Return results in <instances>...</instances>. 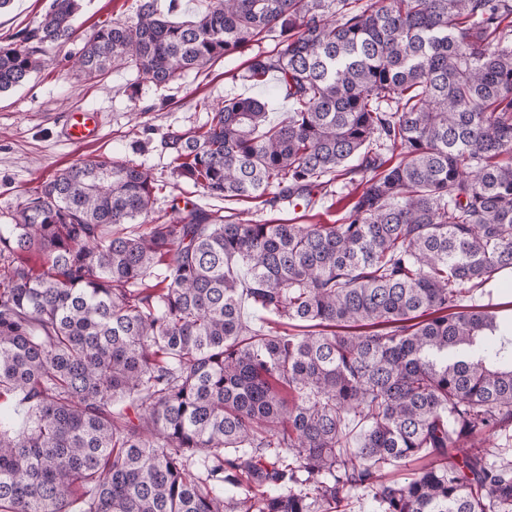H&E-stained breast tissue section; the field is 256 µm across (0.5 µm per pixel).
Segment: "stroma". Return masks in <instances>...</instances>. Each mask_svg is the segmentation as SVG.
I'll use <instances>...</instances> for the list:
<instances>
[{
	"label": "stroma",
	"mask_w": 512,
	"mask_h": 512,
	"mask_svg": "<svg viewBox=\"0 0 512 512\" xmlns=\"http://www.w3.org/2000/svg\"><path fill=\"white\" fill-rule=\"evenodd\" d=\"M74 25L78 40L47 50L48 64L13 90L0 93V225L8 223L10 212L43 182L80 160L102 155L116 156L150 169L164 181L167 190L158 196L154 210L169 211L172 199L198 204L221 214L233 210L248 212L261 222L291 224H332L341 210L335 194L316 200L310 210L227 201L192 184L176 179L169 155L160 146L167 132L203 125L204 103L230 96L265 99L271 122L288 114L289 104L276 93L275 79L256 85L245 80L250 51L208 65L198 74L159 87L129 68L113 70L102 81L85 80L69 68L65 57L77 52L96 26L112 18L127 19L134 13L135 0H82ZM137 86V98H129V86ZM89 111L102 117L101 136L92 144L71 142L60 135L69 113Z\"/></svg>",
	"instance_id": "stroma-1"
}]
</instances>
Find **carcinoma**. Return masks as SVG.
Returning <instances> with one entry per match:
<instances>
[{"label": "carcinoma", "mask_w": 512, "mask_h": 512, "mask_svg": "<svg viewBox=\"0 0 512 512\" xmlns=\"http://www.w3.org/2000/svg\"><path fill=\"white\" fill-rule=\"evenodd\" d=\"M51 0L0 43V92L77 38ZM249 58L291 103L230 97L161 140L226 200L194 203L114 157L79 161L0 231V512H512V346L464 293L512 269V0H158L100 25L72 67L165 86ZM39 266L31 264V256ZM361 425L358 433L350 423ZM418 462L412 477L391 474Z\"/></svg>", "instance_id": "obj_1"}]
</instances>
